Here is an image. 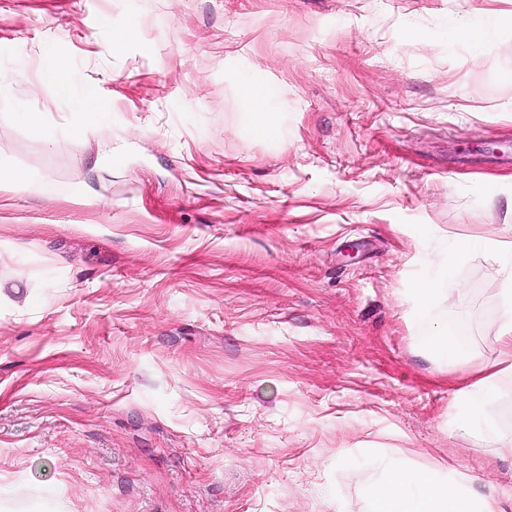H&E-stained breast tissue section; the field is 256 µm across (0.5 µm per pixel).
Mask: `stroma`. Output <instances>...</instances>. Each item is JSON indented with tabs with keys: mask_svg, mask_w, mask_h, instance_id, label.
<instances>
[{
	"mask_svg": "<svg viewBox=\"0 0 512 512\" xmlns=\"http://www.w3.org/2000/svg\"><path fill=\"white\" fill-rule=\"evenodd\" d=\"M1 162L0 512H367L391 458L512 493L424 353L497 349L505 266L452 248L512 225V0H0ZM80 82L77 72L58 62L43 75L32 93L35 97L49 95L54 98H68L72 111L84 119V132L95 133L106 124L111 114L110 108L90 86H85L81 93L75 94L74 89ZM251 115V131L260 135H272L276 129V110L271 102L268 89L254 88L245 99ZM440 282L434 277H423L415 280L411 288H407L415 307L429 310L441 297ZM458 349L455 337L448 334L447 324L439 326L426 344L428 357L446 362L457 354Z\"/></svg>",
	"mask_w": 512,
	"mask_h": 512,
	"instance_id": "1",
	"label": "stroma"
}]
</instances>
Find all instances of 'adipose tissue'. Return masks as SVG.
I'll return each instance as SVG.
<instances>
[{"mask_svg":"<svg viewBox=\"0 0 512 512\" xmlns=\"http://www.w3.org/2000/svg\"><path fill=\"white\" fill-rule=\"evenodd\" d=\"M80 81L77 72L59 62L43 75L33 94L69 99L73 112L84 119L85 132L94 133L105 125L110 108L91 87L81 86ZM500 301L498 356L468 367L453 397L455 403L480 416L495 453L512 458V437L497 436L492 427L499 404L495 368L505 362L512 364V270L501 281ZM367 497L370 512H502L494 497L475 493L464 478L452 474L440 479L397 459L390 461L381 476L371 483Z\"/></svg>","mask_w":512,"mask_h":512,"instance_id":"adipose-tissue-1","label":"adipose tissue"}]
</instances>
